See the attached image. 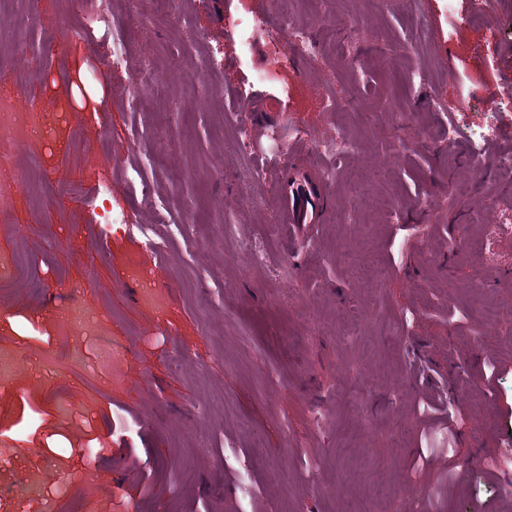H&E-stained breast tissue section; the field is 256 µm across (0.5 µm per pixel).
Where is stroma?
I'll list each match as a JSON object with an SVG mask.
<instances>
[{"mask_svg":"<svg viewBox=\"0 0 512 512\" xmlns=\"http://www.w3.org/2000/svg\"><path fill=\"white\" fill-rule=\"evenodd\" d=\"M85 10L125 27L129 69L80 36ZM469 10L306 0L307 58L277 53V0H5L0 96L39 134L0 147V512H512V116L486 123L512 0L480 26ZM243 93L279 109L225 123ZM341 126L359 150L336 163L313 140ZM293 156L339 173L324 223L277 221L272 166ZM143 181L170 224L135 206ZM427 403L455 434L425 428Z\"/></svg>","mask_w":512,"mask_h":512,"instance_id":"35a3bbf8","label":"stroma"}]
</instances>
